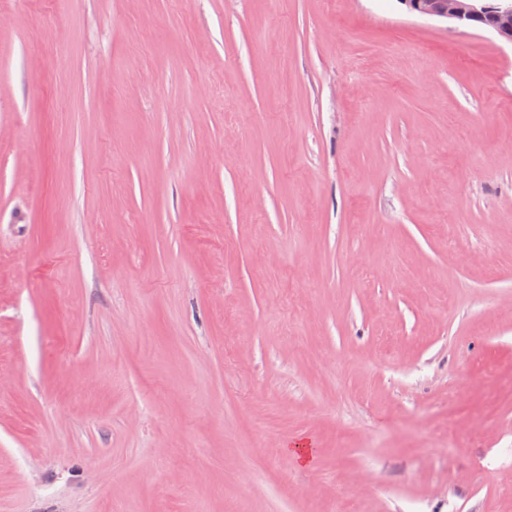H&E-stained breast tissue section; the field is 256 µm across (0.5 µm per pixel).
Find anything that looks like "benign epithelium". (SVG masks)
I'll use <instances>...</instances> for the list:
<instances>
[{"instance_id": "obj_1", "label": "benign epithelium", "mask_w": 512, "mask_h": 512, "mask_svg": "<svg viewBox=\"0 0 512 512\" xmlns=\"http://www.w3.org/2000/svg\"><path fill=\"white\" fill-rule=\"evenodd\" d=\"M414 16L453 20L512 44V0H399Z\"/></svg>"}]
</instances>
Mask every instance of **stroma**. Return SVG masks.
Returning <instances> with one entry per match:
<instances>
[{
  "label": "stroma",
  "mask_w": 512,
  "mask_h": 512,
  "mask_svg": "<svg viewBox=\"0 0 512 512\" xmlns=\"http://www.w3.org/2000/svg\"><path fill=\"white\" fill-rule=\"evenodd\" d=\"M0 512H512V44L0 0Z\"/></svg>",
  "instance_id": "obj_1"
}]
</instances>
